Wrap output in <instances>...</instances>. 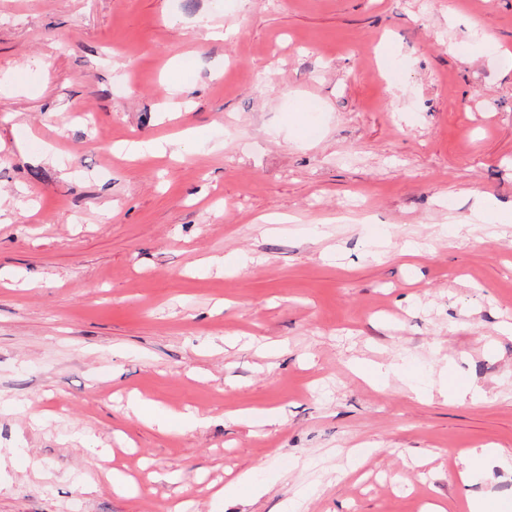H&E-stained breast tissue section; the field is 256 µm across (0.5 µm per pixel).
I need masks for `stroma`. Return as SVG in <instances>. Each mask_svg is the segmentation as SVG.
<instances>
[{
    "label": "stroma",
    "mask_w": 512,
    "mask_h": 512,
    "mask_svg": "<svg viewBox=\"0 0 512 512\" xmlns=\"http://www.w3.org/2000/svg\"><path fill=\"white\" fill-rule=\"evenodd\" d=\"M505 49L512 0H0V512L511 502L512 223L438 236L512 208ZM474 198L475 204L470 221L479 224H510L506 218L490 204L488 194L480 188L474 187L468 190ZM495 458L494 450L491 448H475L471 451L469 457L463 461V469L459 472V477L464 484L472 479L474 470L482 466L489 459ZM257 484L252 472L246 471L239 474L232 482L224 486V489L217 493L218 497L238 498L244 491L253 492Z\"/></svg>",
    "instance_id": "stroma-1"
}]
</instances>
